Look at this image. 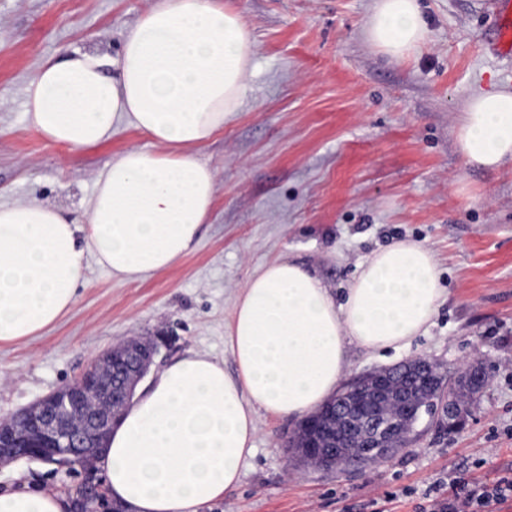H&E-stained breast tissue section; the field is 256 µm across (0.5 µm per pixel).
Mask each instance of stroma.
<instances>
[{
    "label": "stroma",
    "instance_id": "1",
    "mask_svg": "<svg viewBox=\"0 0 512 512\" xmlns=\"http://www.w3.org/2000/svg\"><path fill=\"white\" fill-rule=\"evenodd\" d=\"M241 13L256 69L235 118L197 151L215 172L212 215L175 267L124 282L87 256L72 309L26 342L0 345V418L63 384L126 336H168L156 367L207 354L234 372L224 343L233 300L259 266L288 257L332 292L360 263L401 239L438 262L444 300L405 349L347 351L344 381L411 357L442 367L480 359L491 372L464 426L420 422L388 463L359 471L301 470L288 440L297 421L259 412L256 451L238 485L205 512H428L456 479L512 473V166L469 167L456 146L475 89L512 87V61L484 49L492 0H420L421 51L406 61L363 30L375 0H228ZM151 0H0V201H39L83 213L112 157L151 148L120 127L71 150L24 119L27 82L41 61L75 49L117 56ZM36 461L0 467V492L67 495L80 480Z\"/></svg>",
    "mask_w": 512,
    "mask_h": 512
}]
</instances>
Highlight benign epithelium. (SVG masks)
Returning a JSON list of instances; mask_svg holds the SVG:
<instances>
[{
	"instance_id": "benign-epithelium-1",
	"label": "benign epithelium",
	"mask_w": 512,
	"mask_h": 512,
	"mask_svg": "<svg viewBox=\"0 0 512 512\" xmlns=\"http://www.w3.org/2000/svg\"><path fill=\"white\" fill-rule=\"evenodd\" d=\"M165 337H130L96 356L78 378L40 397L16 416L0 421V465L20 459L60 464L61 452L81 458L76 512L106 499L90 462L108 447L112 430L132 403L138 384L160 353ZM482 391L489 384L482 363L464 361L454 370ZM447 375L425 357L377 368L355 377L344 392L316 411L294 433L299 461L318 471L351 464L386 462L404 447L408 430L428 418L450 432L464 424L466 411L448 402L434 405Z\"/></svg>"
}]
</instances>
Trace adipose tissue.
Segmentation results:
<instances>
[{
  "instance_id": "adipose-tissue-1",
  "label": "adipose tissue",
  "mask_w": 512,
  "mask_h": 512,
  "mask_svg": "<svg viewBox=\"0 0 512 512\" xmlns=\"http://www.w3.org/2000/svg\"><path fill=\"white\" fill-rule=\"evenodd\" d=\"M425 34L419 0H376L365 30L396 60L418 52ZM254 69L251 34L226 0H153L117 59L86 49L40 63L24 114L44 139L81 148L123 125L155 148L114 157L83 220L37 201L0 203V344L36 336L71 310L86 255L136 282L195 248L215 192V174L195 151L240 112ZM456 141L471 167L512 165V89L473 92ZM444 293L435 253L411 240L360 263L340 298L294 261L260 266L236 296L225 336L235 375L201 353L153 375L97 460L109 495L127 512H203L239 482L255 450L257 411L310 415L336 391L349 345L408 346ZM71 507L42 491L0 493V512Z\"/></svg>"
}]
</instances>
